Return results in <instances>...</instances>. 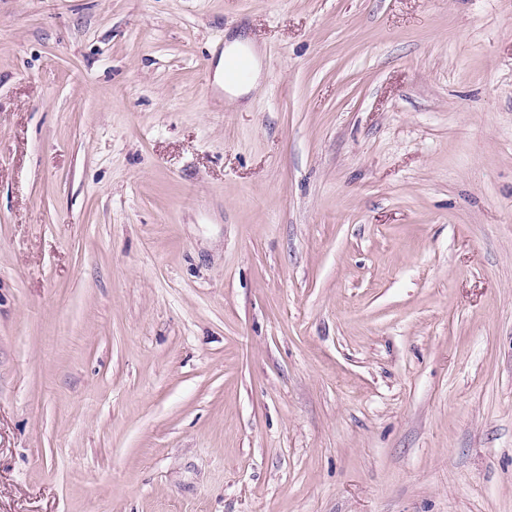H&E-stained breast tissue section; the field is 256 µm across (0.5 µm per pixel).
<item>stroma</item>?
Wrapping results in <instances>:
<instances>
[{
	"label": "stroma",
	"mask_w": 512,
	"mask_h": 512,
	"mask_svg": "<svg viewBox=\"0 0 512 512\" xmlns=\"http://www.w3.org/2000/svg\"><path fill=\"white\" fill-rule=\"evenodd\" d=\"M0 512H512V0H0ZM245 54L251 60V74L247 80L235 81L231 79L227 72V62L233 56ZM247 56H238L231 59L228 63V71L236 79H245L249 75L250 61ZM216 72L220 75L223 83L224 92L230 100L237 99L238 97L248 94L250 91L258 87V80L260 75V64L258 55L255 49L246 44L244 41L235 40L224 48L222 60L219 62Z\"/></svg>",
	"instance_id": "stroma-1"
}]
</instances>
